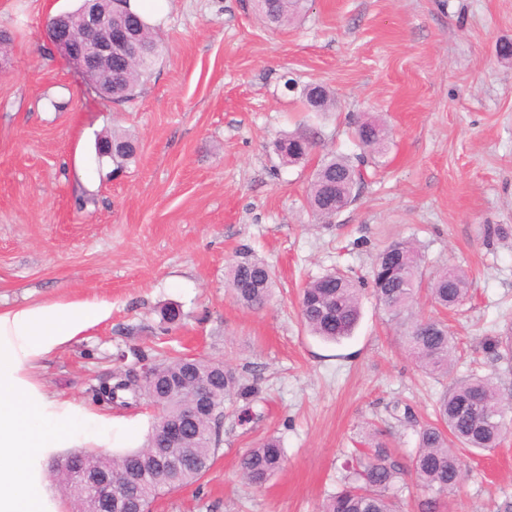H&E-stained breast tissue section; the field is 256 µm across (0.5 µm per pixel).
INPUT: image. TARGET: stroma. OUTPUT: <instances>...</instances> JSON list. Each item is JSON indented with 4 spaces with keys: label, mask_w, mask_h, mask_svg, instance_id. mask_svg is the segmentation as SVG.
Masks as SVG:
<instances>
[{
    "label": "stroma",
    "mask_w": 512,
    "mask_h": 512,
    "mask_svg": "<svg viewBox=\"0 0 512 512\" xmlns=\"http://www.w3.org/2000/svg\"><path fill=\"white\" fill-rule=\"evenodd\" d=\"M80 0H0L11 36L0 70V310L104 300L110 318L44 359L45 387L111 417L112 453L141 447L157 415L147 401L102 407L93 386L146 361L189 355L236 369L258 391L256 412L225 419L210 468L156 499L152 512H319L345 465L379 438L401 455L416 437L393 416L433 417L442 390L404 352L368 288L376 254L416 239L425 272L452 264L470 296L444 315L482 372L487 339L512 327V0H308L272 28L249 0H164L165 49L140 93L96 94L49 41L50 17ZM298 89L286 91V79ZM323 84L334 105L307 111L299 90ZM387 131L378 169L331 221L307 205L329 153L356 147L350 122ZM307 127L316 149L283 163L276 142ZM134 158L98 161L111 133ZM502 226L507 239L487 229ZM268 262L269 305L249 311L226 279L240 249ZM364 282L353 335L330 344L299 315L307 282L333 268ZM176 305L179 321L163 323ZM279 440L283 469L245 483L239 458ZM467 477L440 512H500L512 501V436L465 454Z\"/></svg>",
    "instance_id": "1"
}]
</instances>
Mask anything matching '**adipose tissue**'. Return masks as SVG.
<instances>
[{"mask_svg": "<svg viewBox=\"0 0 512 512\" xmlns=\"http://www.w3.org/2000/svg\"><path fill=\"white\" fill-rule=\"evenodd\" d=\"M111 313L96 300L0 311V512H52L41 463L55 449L111 447V420L32 379L40 360Z\"/></svg>", "mask_w": 512, "mask_h": 512, "instance_id": "ef3b65f1", "label": "adipose tissue"}]
</instances>
